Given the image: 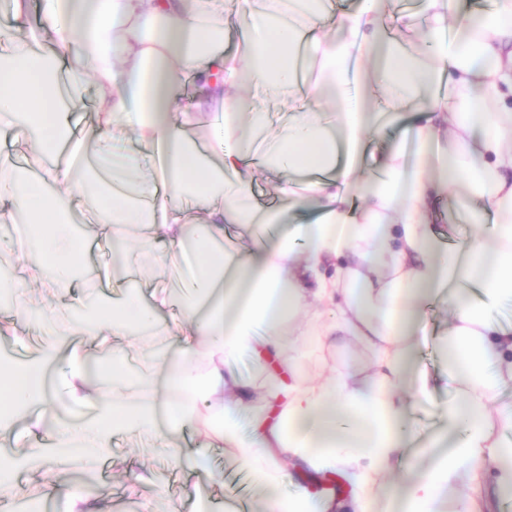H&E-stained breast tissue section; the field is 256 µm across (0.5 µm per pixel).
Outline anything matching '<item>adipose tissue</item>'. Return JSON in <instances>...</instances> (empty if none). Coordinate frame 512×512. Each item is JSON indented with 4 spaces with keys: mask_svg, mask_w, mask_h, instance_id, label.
I'll list each match as a JSON object with an SVG mask.
<instances>
[{
    "mask_svg": "<svg viewBox=\"0 0 512 512\" xmlns=\"http://www.w3.org/2000/svg\"><path fill=\"white\" fill-rule=\"evenodd\" d=\"M387 0H363L330 20L329 7L297 9V0H42L43 23L24 40L25 60L0 67V131L33 138L38 154L56 161L16 184L0 158V206L28 220L12 240L18 253L37 251L52 276L23 264L12 281L14 312L30 309L29 289L66 295L84 241L73 210L94 205V234L110 242L118 225L144 231L162 266L187 243L183 206L203 207L199 261L192 277L150 298L127 297L101 308L88 328L91 347L154 331L157 368L128 397L124 374L92 376L89 357L71 349L57 313L41 321L48 341L38 358L0 373V436L15 429L18 410L43 398L52 371L73 407L97 402L83 424L58 422L54 446L69 467L111 447L117 430L145 432L168 445L191 430L205 448H233L249 462L263 451L265 512H373L376 486L400 474L386 492L395 512H483L484 479L512 495V405L495 407L512 387V322L498 309L512 297V110L499 106L512 81V0L450 26L449 0H426L421 27L402 43L383 23ZM236 23L240 50L224 52V26ZM200 83L198 112L209 114V137L190 136L195 113L179 106L183 79ZM97 86L95 152L111 154L128 134L141 151L121 171L95 170L100 193L73 180L57 155L72 142L64 105H76L87 80ZM283 93L293 114L271 172L288 174L285 200L259 205L247 162L258 152L239 134L252 103L247 91ZM407 111L422 114L412 143L391 149L383 170L361 176L354 155L362 135L396 126ZM165 164L164 184L141 169ZM453 191L466 221L480 226L469 243L444 249L427 212ZM308 206L317 217L290 223L288 210ZM242 233L226 246L224 227ZM185 302L178 324L161 313L173 294ZM448 299V375L459 389L444 411L437 439L411 448L404 426L407 392H423L415 337L429 302ZM331 308L302 339L281 326L312 307ZM336 336L371 355L367 368L308 380L303 360ZM246 355L270 370L263 384L237 368ZM254 414L247 434L235 417ZM431 464L420 470L416 460ZM324 478L344 477L350 495L297 485L284 497L283 467ZM44 498L64 512H110L108 494L50 475Z\"/></svg>",
    "mask_w": 512,
    "mask_h": 512,
    "instance_id": "adipose-tissue-1",
    "label": "adipose tissue"
}]
</instances>
